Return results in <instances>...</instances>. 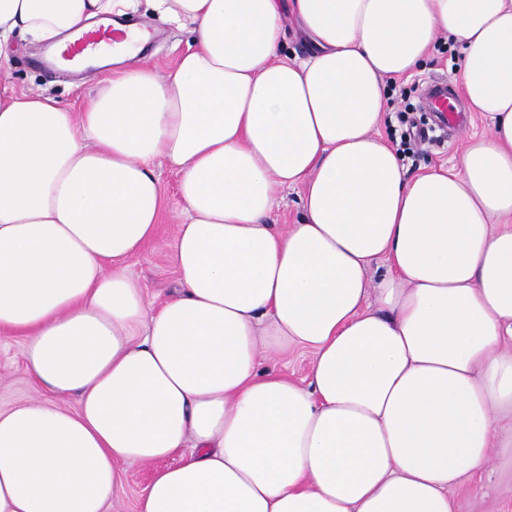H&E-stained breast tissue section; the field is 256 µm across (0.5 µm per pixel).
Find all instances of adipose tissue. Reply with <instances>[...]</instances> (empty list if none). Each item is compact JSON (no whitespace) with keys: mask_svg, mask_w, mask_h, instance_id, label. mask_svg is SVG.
Wrapping results in <instances>:
<instances>
[{"mask_svg":"<svg viewBox=\"0 0 512 512\" xmlns=\"http://www.w3.org/2000/svg\"><path fill=\"white\" fill-rule=\"evenodd\" d=\"M132 6L0 0V72L16 33L53 48ZM158 6L193 34L170 72L117 69L131 26L82 55L109 72L77 107L0 85V334L50 394L0 411V512H108L122 464L173 455L137 512H455L512 410V0ZM443 32L489 131L410 179L386 82ZM160 160L182 207L157 305L126 265ZM298 347L303 385L265 366ZM302 186L290 187L281 191L279 206L271 215L273 224H295L300 215Z\"/></svg>","mask_w":512,"mask_h":512,"instance_id":"obj_1","label":"adipose tissue"}]
</instances>
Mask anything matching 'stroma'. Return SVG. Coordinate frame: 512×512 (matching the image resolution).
Here are the masks:
<instances>
[{
    "label": "stroma",
    "mask_w": 512,
    "mask_h": 512,
    "mask_svg": "<svg viewBox=\"0 0 512 512\" xmlns=\"http://www.w3.org/2000/svg\"><path fill=\"white\" fill-rule=\"evenodd\" d=\"M131 18L151 26L156 33L147 48L132 59V66L149 63L164 71L183 54L191 43L188 28L176 27L159 13L151 0H135ZM40 44L30 42L24 35H16L9 48L10 81L16 91L43 94L65 104H79L82 96L96 91L104 77L103 70H83L71 74L37 64ZM461 52L440 35L431 56L412 76L398 78L406 94L404 98L388 103L385 116L378 129L383 141L398 147L395 131L401 130L403 121L415 122L433 131L436 140L425 145L418 157L404 159L407 177L455 164L471 137L486 134V121L479 113L463 110L458 124H448L424 105V91L428 83L444 81L454 89H461ZM155 171L168 188L164 218L157 232L128 265L129 273L144 288L147 298L163 300L175 287L177 273L170 258V245L177 231L179 199L176 192L177 176L165 164H158ZM35 383L26 371L23 357V340L18 336L0 335V410L6 411L38 397ZM176 457H168L151 464L124 465L123 481L114 500L111 512H136L137 501L153 473L176 464ZM456 512H512V417L504 416L491 450V460L470 483L452 492Z\"/></svg>",
    "instance_id": "1"
}]
</instances>
